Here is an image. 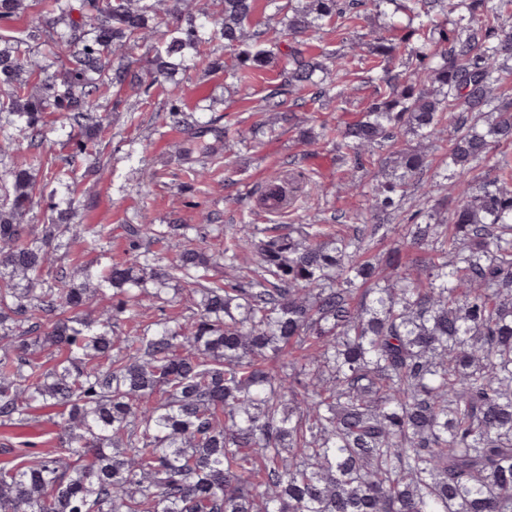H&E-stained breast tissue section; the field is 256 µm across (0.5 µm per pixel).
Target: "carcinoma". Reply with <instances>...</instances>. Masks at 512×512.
I'll use <instances>...</instances> for the list:
<instances>
[{
  "label": "carcinoma",
  "mask_w": 512,
  "mask_h": 512,
  "mask_svg": "<svg viewBox=\"0 0 512 512\" xmlns=\"http://www.w3.org/2000/svg\"><path fill=\"white\" fill-rule=\"evenodd\" d=\"M179 2L38 0L42 23L0 38L4 135L25 147L0 170V512H512V186L475 175L492 159L512 165L501 152L512 102L497 96L512 60L498 20L512 0H406L407 24L372 45L377 58L415 60L384 70L361 117L336 129V152L356 169L392 148L390 177L368 194L373 223L335 235L245 224L224 249L222 287L208 285L215 260L189 225H143L132 259L48 280L89 227L71 222L72 200L60 208L55 188L49 223H23L43 197L46 113L68 130L59 181L93 156L99 100L127 85L147 94L203 59L236 81L282 60L262 109L292 120L302 93H330L327 75L347 68L337 52L328 66L307 55L298 37L367 5L288 0L285 29L248 34L256 0ZM27 9L0 0V19ZM217 41L230 62L205 53ZM48 42L68 51L43 64ZM147 42L144 77L133 52ZM168 113L198 125L176 97ZM439 134L451 142L448 195L418 204L420 223H388ZM395 229L381 277L367 252ZM156 236L169 265L143 245ZM243 254L257 268L240 278ZM170 280L190 284L179 317L114 335L122 317L164 311ZM96 295L109 303L82 315Z\"/></svg>",
  "instance_id": "1"
}]
</instances>
